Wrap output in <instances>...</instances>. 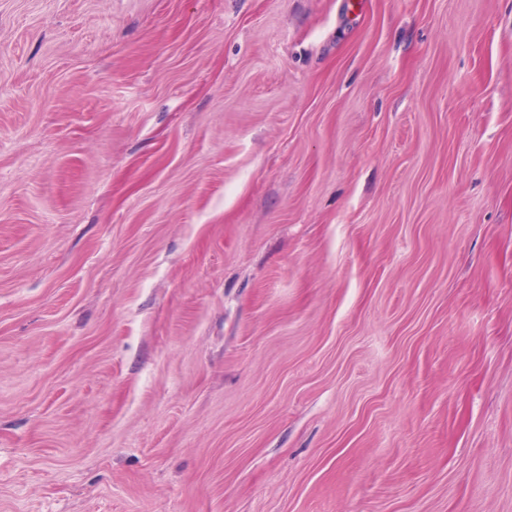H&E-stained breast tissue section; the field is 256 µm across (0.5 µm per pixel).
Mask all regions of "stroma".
<instances>
[{
  "label": "stroma",
  "instance_id": "stroma-1",
  "mask_svg": "<svg viewBox=\"0 0 512 512\" xmlns=\"http://www.w3.org/2000/svg\"><path fill=\"white\" fill-rule=\"evenodd\" d=\"M0 512H512V0H0Z\"/></svg>",
  "mask_w": 512,
  "mask_h": 512
}]
</instances>
